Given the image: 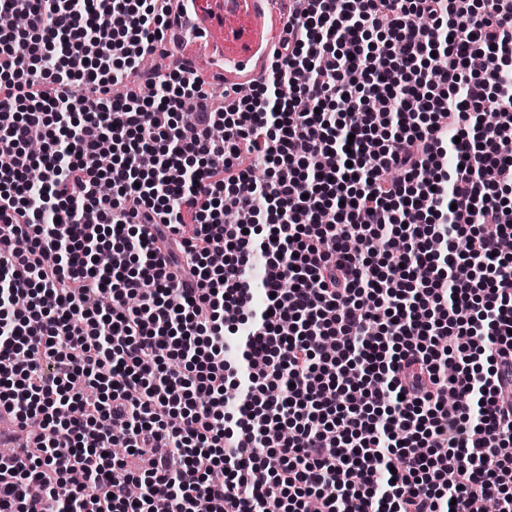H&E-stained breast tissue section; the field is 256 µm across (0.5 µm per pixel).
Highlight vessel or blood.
Wrapping results in <instances>:
<instances>
[{
  "label": "vessel or blood",
  "instance_id": "1",
  "mask_svg": "<svg viewBox=\"0 0 512 512\" xmlns=\"http://www.w3.org/2000/svg\"><path fill=\"white\" fill-rule=\"evenodd\" d=\"M288 0H195L192 11L203 38L186 41L183 31L168 37L178 43L176 59L224 77L225 86H241L260 79L286 18Z\"/></svg>",
  "mask_w": 512,
  "mask_h": 512
}]
</instances>
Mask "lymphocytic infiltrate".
<instances>
[{
    "mask_svg": "<svg viewBox=\"0 0 512 512\" xmlns=\"http://www.w3.org/2000/svg\"><path fill=\"white\" fill-rule=\"evenodd\" d=\"M293 2L219 107L172 0H0V512H512V0Z\"/></svg>",
    "mask_w": 512,
    "mask_h": 512,
    "instance_id": "f902f5d3",
    "label": "lymphocytic infiltrate"
}]
</instances>
